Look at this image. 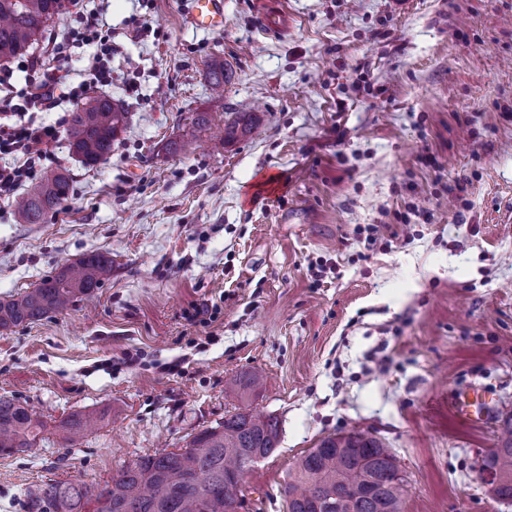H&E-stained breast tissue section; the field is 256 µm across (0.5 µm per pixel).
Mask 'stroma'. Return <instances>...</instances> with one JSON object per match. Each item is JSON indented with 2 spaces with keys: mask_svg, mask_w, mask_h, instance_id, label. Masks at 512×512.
Returning <instances> with one entry per match:
<instances>
[{
  "mask_svg": "<svg viewBox=\"0 0 512 512\" xmlns=\"http://www.w3.org/2000/svg\"><path fill=\"white\" fill-rule=\"evenodd\" d=\"M269 2L287 33L263 29L258 0H224L212 31L188 0H84L118 47L105 92L128 122L94 170L49 145L45 169L73 184L42 223L0 199V300L93 250L112 274L0 329V395L45 424L0 455V512L185 447L255 369L250 402L281 443L241 512H285L296 461L352 430L396 455L403 512H512L477 471L512 421V0ZM216 59L234 71L220 99ZM242 112L256 129L214 146ZM365 224L402 240L366 249ZM463 392L480 419L457 413ZM81 411L105 419L66 443Z\"/></svg>",
  "mask_w": 512,
  "mask_h": 512,
  "instance_id": "stroma-1",
  "label": "stroma"
}]
</instances>
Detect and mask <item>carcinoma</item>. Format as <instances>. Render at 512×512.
<instances>
[{"instance_id": "obj_1", "label": "carcinoma", "mask_w": 512, "mask_h": 512, "mask_svg": "<svg viewBox=\"0 0 512 512\" xmlns=\"http://www.w3.org/2000/svg\"><path fill=\"white\" fill-rule=\"evenodd\" d=\"M62 0H0V60L27 52L48 21L60 14ZM209 86L224 93V62L210 65ZM126 113L101 96L92 108L72 112L67 130L71 154L93 169L112 153V143L126 126ZM68 170H51L16 202L21 220L39 224L69 198ZM112 273V254L90 251L62 265L36 288L16 299L0 301V328L35 323L65 309L77 298H90ZM257 372L232 382L245 397L261 385ZM103 416L80 412L61 423L65 439L74 443L96 430ZM44 424L27 404L0 396V454L36 446ZM280 443V423L247 407L224 416L215 427L193 435L177 451H161L137 459L104 486L93 483H47L31 498L30 512H236L241 483L253 470L254 458H269ZM496 473L488 492L499 501L512 500V426L503 428L497 447L485 454ZM398 460L376 436L350 431L324 437L302 456L288 475L284 494L288 512H318L323 493L336 495L341 512H401L402 484L395 482Z\"/></svg>"}]
</instances>
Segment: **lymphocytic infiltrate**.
<instances>
[{
    "instance_id": "1",
    "label": "lymphocytic infiltrate",
    "mask_w": 512,
    "mask_h": 512,
    "mask_svg": "<svg viewBox=\"0 0 512 512\" xmlns=\"http://www.w3.org/2000/svg\"><path fill=\"white\" fill-rule=\"evenodd\" d=\"M91 47L88 73L98 83L112 81V40L103 35L95 16H86L82 28L69 31L65 41L48 39L40 52L31 54L25 63L27 78L24 89L14 98L0 99V112L13 113L14 119L0 123V154L10 161L0 165V196L13 195L24 183L34 181L37 166L46 158L48 146L60 138L59 124L36 120L39 112H48L63 101H78L79 94L62 73L66 46Z\"/></svg>"
}]
</instances>
